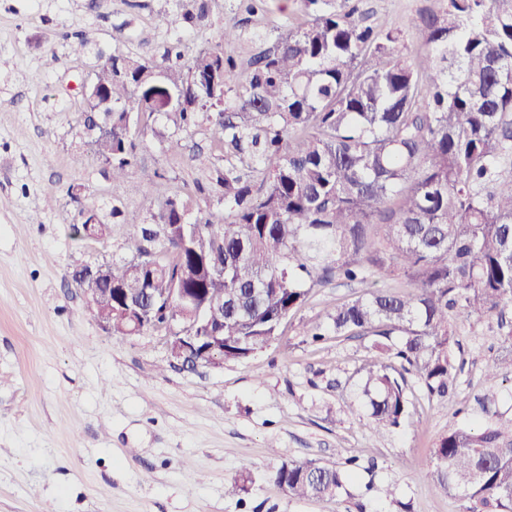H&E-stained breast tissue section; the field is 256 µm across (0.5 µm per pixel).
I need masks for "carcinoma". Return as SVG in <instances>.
<instances>
[{"instance_id": "cac0c4a2", "label": "carcinoma", "mask_w": 512, "mask_h": 512, "mask_svg": "<svg viewBox=\"0 0 512 512\" xmlns=\"http://www.w3.org/2000/svg\"><path fill=\"white\" fill-rule=\"evenodd\" d=\"M219 2L189 0L173 23L210 26ZM360 2L299 0L300 17L244 68L222 50L243 39L236 24L214 28L211 46L186 62L178 41L160 63L115 51L93 70L83 127L114 182L130 178L145 136L170 143L206 125L223 152L199 186L220 207L198 217L167 196L130 247L142 271L112 264L149 326L185 309L167 289L197 285L220 321L189 310L182 326L224 337V359L240 361L276 340L306 300L305 280L362 284V296L327 310V328L397 337L375 345L361 388L371 418L395 428L410 399L386 357L444 399L461 371L452 312L512 306V0H447L423 20L420 58L401 49L398 31L369 24ZM104 113L106 135L95 124ZM185 231L224 271L192 278ZM376 278L414 291L378 288ZM72 283L109 291L105 279ZM95 316L112 336L137 333L105 307ZM485 412L483 426L438 439L427 476L465 512H512V414ZM270 479L291 498L331 502L347 474L290 461Z\"/></svg>"}]
</instances>
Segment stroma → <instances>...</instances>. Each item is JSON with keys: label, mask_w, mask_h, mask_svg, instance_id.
I'll return each mask as SVG.
<instances>
[{"label": "stroma", "mask_w": 512, "mask_h": 512, "mask_svg": "<svg viewBox=\"0 0 512 512\" xmlns=\"http://www.w3.org/2000/svg\"><path fill=\"white\" fill-rule=\"evenodd\" d=\"M362 5L418 56L421 19L444 0ZM174 9L173 0H0V512H464L422 465L440 436L485 422L486 400L512 409V365L493 382L483 374L502 351L497 317L459 319L463 370L448 399L429 400L405 373L410 415L388 428L356 399L374 337L316 343L304 333L330 305L361 296L360 285H315L264 350L188 368L168 365L163 334H107L71 284L76 266L127 256L136 224L163 197L180 192L198 214L217 205L198 192L193 158L216 151L211 131L147 141L140 165L156 179L144 189L136 174L105 178L81 135L83 83L101 54L159 61L176 39L188 57L208 45L210 29L175 28ZM296 16L294 0L254 16L224 0L214 21L271 35ZM84 31L95 43L78 56ZM76 187L103 212L125 213L102 241L73 233ZM353 455L359 467L329 503L292 499L270 479L291 460L341 466ZM241 475L244 491L225 496Z\"/></svg>", "instance_id": "obj_1"}]
</instances>
